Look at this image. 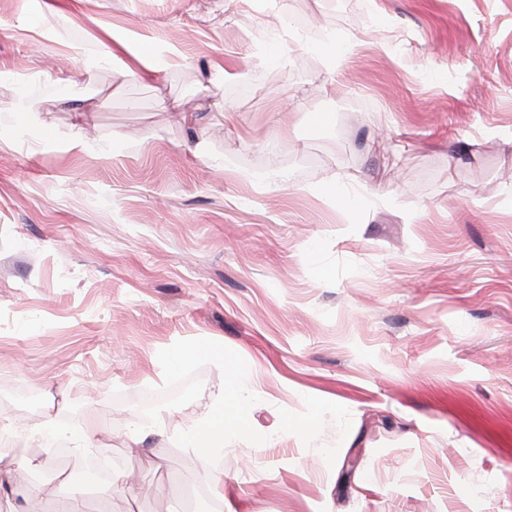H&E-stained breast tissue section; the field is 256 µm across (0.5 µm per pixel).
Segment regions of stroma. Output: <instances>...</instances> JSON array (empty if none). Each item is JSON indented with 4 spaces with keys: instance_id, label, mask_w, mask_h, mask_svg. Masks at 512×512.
<instances>
[{
    "instance_id": "obj_1",
    "label": "stroma",
    "mask_w": 512,
    "mask_h": 512,
    "mask_svg": "<svg viewBox=\"0 0 512 512\" xmlns=\"http://www.w3.org/2000/svg\"><path fill=\"white\" fill-rule=\"evenodd\" d=\"M44 2L0 0V102L41 119L0 109V512L84 433L127 478L89 512H189L179 434L236 373L222 512H512V0ZM105 25L183 56L66 53ZM5 108L10 112H13L18 121L24 126L36 125L40 121L37 116L39 111L26 97H17L13 99L5 106Z\"/></svg>"
}]
</instances>
